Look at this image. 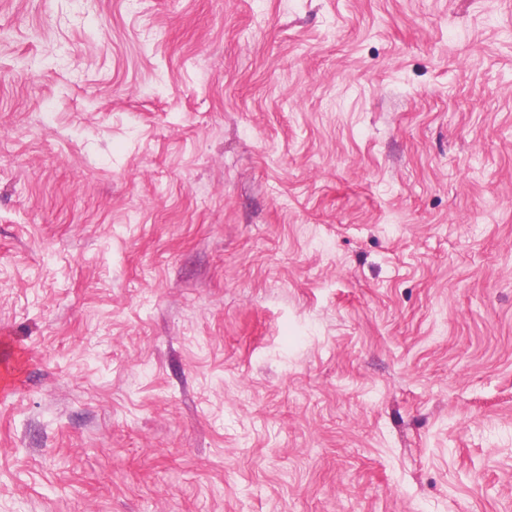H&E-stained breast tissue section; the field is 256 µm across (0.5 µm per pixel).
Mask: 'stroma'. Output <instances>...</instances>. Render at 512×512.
<instances>
[{
  "instance_id": "stroma-1",
  "label": "stroma",
  "mask_w": 512,
  "mask_h": 512,
  "mask_svg": "<svg viewBox=\"0 0 512 512\" xmlns=\"http://www.w3.org/2000/svg\"><path fill=\"white\" fill-rule=\"evenodd\" d=\"M0 512H512V0H0Z\"/></svg>"
}]
</instances>
